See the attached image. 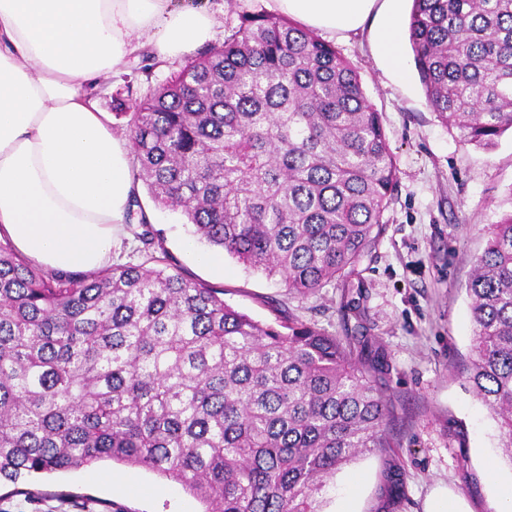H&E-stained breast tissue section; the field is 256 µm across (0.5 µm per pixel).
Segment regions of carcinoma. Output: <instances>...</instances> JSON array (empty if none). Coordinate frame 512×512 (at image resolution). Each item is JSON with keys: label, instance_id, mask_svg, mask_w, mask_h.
I'll return each mask as SVG.
<instances>
[{"label": "carcinoma", "instance_id": "1", "mask_svg": "<svg viewBox=\"0 0 512 512\" xmlns=\"http://www.w3.org/2000/svg\"><path fill=\"white\" fill-rule=\"evenodd\" d=\"M428 103L463 141L512 130V0H413ZM134 181L209 245L312 294L350 276L384 230L397 168L357 68L263 10L131 113ZM156 266L47 272L0 243V481L103 459L151 471L204 512H322L343 466L388 446L384 358L292 315L263 324ZM162 256H155V252ZM466 382L512 464V213L467 285Z\"/></svg>", "mask_w": 512, "mask_h": 512}]
</instances>
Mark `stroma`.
I'll list each match as a JSON object with an SVG mask.
<instances>
[{"mask_svg": "<svg viewBox=\"0 0 512 512\" xmlns=\"http://www.w3.org/2000/svg\"><path fill=\"white\" fill-rule=\"evenodd\" d=\"M213 20L208 47L223 45L242 11L272 0H172ZM333 46L358 69L364 92L380 113L397 167L394 199L379 242L355 273L318 293H288L278 278L231 256L220 267L196 263L184 247L207 250L178 212L140 201L171 260L189 279L224 291V300L260 322L293 314L332 336H365L385 354L381 380L391 416L388 448L373 450L338 471L320 494L324 512L353 495L357 512H423V501L444 484L472 512H497L499 486L512 483L501 462L498 429L465 380L473 326L466 285L488 242V227L512 211V132L489 149L463 143L456 128L430 108L415 67L396 76L372 56L366 33L333 37ZM149 44L101 79L91 95L114 133L125 134L136 102L176 76L189 55L156 58L143 71ZM499 461L496 479L487 458ZM359 475L356 490L347 480ZM30 496L0 486V512H203L199 499L141 468L104 460L62 473L36 475Z\"/></svg>", "mask_w": 512, "mask_h": 512, "instance_id": "stroma-1", "label": "stroma"}]
</instances>
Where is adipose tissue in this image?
Returning a JSON list of instances; mask_svg holds the SVG:
<instances>
[{
	"label": "adipose tissue",
	"mask_w": 512,
	"mask_h": 512,
	"mask_svg": "<svg viewBox=\"0 0 512 512\" xmlns=\"http://www.w3.org/2000/svg\"><path fill=\"white\" fill-rule=\"evenodd\" d=\"M332 36L368 30L385 67H406L401 0H272ZM202 11L172 0H0V238L49 271L109 263L137 185L127 137L88 87L146 38L158 56L210 36Z\"/></svg>",
	"instance_id": "obj_1"
}]
</instances>
